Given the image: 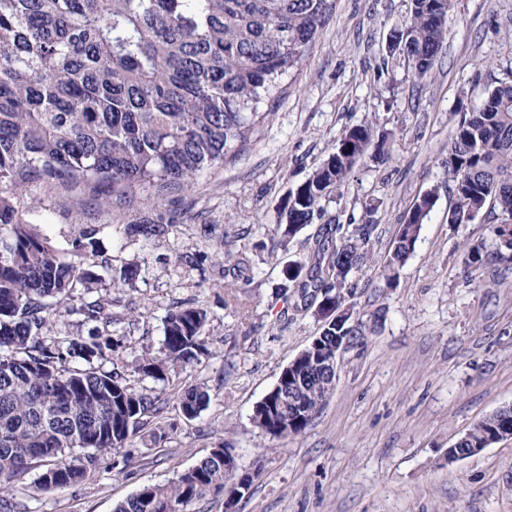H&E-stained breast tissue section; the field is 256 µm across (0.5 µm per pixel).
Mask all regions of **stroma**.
<instances>
[{
    "mask_svg": "<svg viewBox=\"0 0 512 512\" xmlns=\"http://www.w3.org/2000/svg\"><path fill=\"white\" fill-rule=\"evenodd\" d=\"M411 0H336L301 68L286 77L258 138L236 158L208 170L192 190L154 206L142 187L132 204L103 207L46 182L17 193L20 221L70 261L82 234L84 269L101 276L94 296H112L120 339L115 368L156 352L169 311L205 309L211 354L165 379H131L165 398L152 426L125 450L99 456L80 484L38 490L42 470L15 482L20 512H113L143 486L164 484L218 445L255 472L235 512H512V440L448 462L447 451L478 421L512 406V268L467 272L460 248L488 237L485 221L452 225L451 181L444 160L462 113L479 108L494 82L512 80V0H454L431 80L390 56L395 26ZM365 124L388 134L391 155L356 167L341 194L323 200L325 220L358 224L374 205L373 262L390 250L417 198L435 205L396 284L373 272L352 277L347 303L366 325L363 338L337 359L335 389L300 435L278 439L251 423L254 406L282 369L319 332L309 312L277 300L288 262L307 257L320 230L308 225L281 247L280 213L289 190L304 182L343 134ZM151 219L165 236L145 239L134 227ZM246 249L251 279L239 308L224 295L232 264L225 251ZM136 265L132 285L114 290L115 269ZM72 300L52 302L45 336L54 341L91 329ZM198 385L208 406L193 419L180 408L184 387ZM132 460H125V452Z\"/></svg>",
    "mask_w": 512,
    "mask_h": 512,
    "instance_id": "stroma-1",
    "label": "stroma"
}]
</instances>
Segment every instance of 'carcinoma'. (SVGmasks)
I'll return each mask as SVG.
<instances>
[{"mask_svg": "<svg viewBox=\"0 0 512 512\" xmlns=\"http://www.w3.org/2000/svg\"><path fill=\"white\" fill-rule=\"evenodd\" d=\"M336 0H0V509L36 461L50 465L37 478L43 490L82 482L100 454L125 447L146 429L164 400L139 391L119 371L95 365L118 347L87 337L47 342V299L73 296L91 277L77 261L59 260L46 237L16 219L7 197L44 181L82 195L112 189L129 202L134 185L156 200L186 190L207 170L235 157L257 137L265 109L282 80L306 59ZM452 0H412L410 18L393 31L390 53L421 79L431 77L442 47ZM389 154L388 137L373 141L370 127L350 128L334 152L296 189L283 208L281 245L323 216L321 201L345 185L366 158ZM454 204L448 223L485 215L490 242L465 246L463 263L478 271L491 262L512 264V83L499 82L478 109L462 115L448 149ZM435 193H424L404 217L381 269L392 286L414 252ZM365 209L361 224L323 225L307 259L288 264V283L304 309L346 307L352 275L367 266L376 224ZM139 267L112 276L113 287L132 283ZM87 322L112 319V302L79 298ZM207 312L185 308L164 320L157 354L134 371L157 380L176 366L211 353ZM365 334L351 317L336 327L321 321L319 334L283 372L251 417L275 438L303 432L331 396L318 365L336 347ZM209 395L198 387L180 394L194 418ZM148 430V429H146ZM512 433V410L473 426L448 457L475 455L499 433ZM157 444L166 432L151 428ZM224 446L166 484L146 486L113 512H185L196 499L224 491Z\"/></svg>", "mask_w": 512, "mask_h": 512, "instance_id": "cac0c4a2", "label": "carcinoma"}]
</instances>
